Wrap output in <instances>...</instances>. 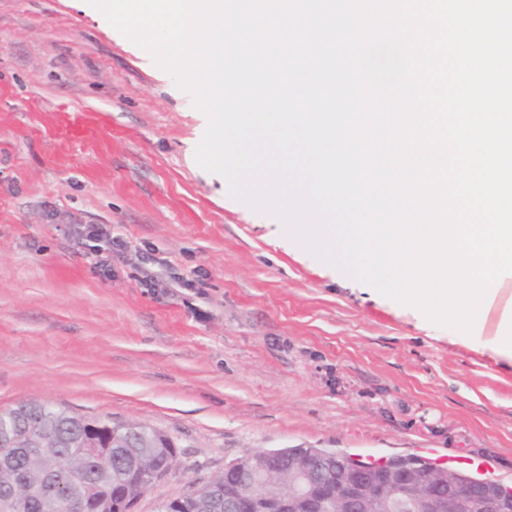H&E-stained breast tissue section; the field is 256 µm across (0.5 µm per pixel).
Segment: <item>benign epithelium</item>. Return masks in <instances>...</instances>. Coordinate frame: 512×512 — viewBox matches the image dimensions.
<instances>
[{
	"mask_svg": "<svg viewBox=\"0 0 512 512\" xmlns=\"http://www.w3.org/2000/svg\"><path fill=\"white\" fill-rule=\"evenodd\" d=\"M330 456L337 454L312 448L264 451L250 466L237 459L224 467V484L240 491L229 501L247 512H386L393 490L416 512H512V497L492 480L391 460L378 473L355 458L328 478L323 465Z\"/></svg>",
	"mask_w": 512,
	"mask_h": 512,
	"instance_id": "benign-epithelium-1",
	"label": "benign epithelium"
}]
</instances>
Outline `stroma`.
<instances>
[{
	"mask_svg": "<svg viewBox=\"0 0 512 512\" xmlns=\"http://www.w3.org/2000/svg\"><path fill=\"white\" fill-rule=\"evenodd\" d=\"M206 126L86 0H0V407L171 436L132 512L285 448L452 456L512 487V363L290 245L198 165ZM86 224L127 244L110 276ZM148 251L190 287L144 288Z\"/></svg>",
	"mask_w": 512,
	"mask_h": 512,
	"instance_id": "1",
	"label": "stroma"
}]
</instances>
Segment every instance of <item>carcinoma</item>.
Here are the masks:
<instances>
[{
  "label": "carcinoma",
  "instance_id": "cac0c4a2",
  "mask_svg": "<svg viewBox=\"0 0 512 512\" xmlns=\"http://www.w3.org/2000/svg\"><path fill=\"white\" fill-rule=\"evenodd\" d=\"M1 419L31 434L13 445L0 442V512H69V496L87 512H131L154 472L175 462V443L159 430L144 437L123 433L114 441L111 423L40 402L0 408ZM55 483L66 495L49 494ZM215 488L236 495L219 476L163 503L159 512H224V498L212 501Z\"/></svg>",
  "mask_w": 512,
  "mask_h": 512
}]
</instances>
